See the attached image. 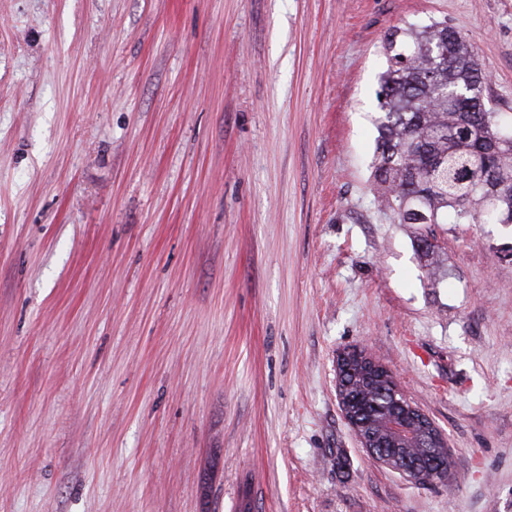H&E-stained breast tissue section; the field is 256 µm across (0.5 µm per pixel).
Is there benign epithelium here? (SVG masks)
<instances>
[{
	"label": "benign epithelium",
	"instance_id": "1",
	"mask_svg": "<svg viewBox=\"0 0 512 512\" xmlns=\"http://www.w3.org/2000/svg\"><path fill=\"white\" fill-rule=\"evenodd\" d=\"M348 374L368 380H388L393 391L402 395L397 409L388 414L381 429L359 420L357 399L343 383ZM337 397L344 416L362 447L375 462L390 467L416 483H427L448 474L451 457L447 438L432 419L404 395L392 373L364 349H351L337 355ZM438 468H433V465Z\"/></svg>",
	"mask_w": 512,
	"mask_h": 512
}]
</instances>
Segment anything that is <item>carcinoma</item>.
<instances>
[{
	"instance_id": "obj_1",
	"label": "carcinoma",
	"mask_w": 512,
	"mask_h": 512,
	"mask_svg": "<svg viewBox=\"0 0 512 512\" xmlns=\"http://www.w3.org/2000/svg\"><path fill=\"white\" fill-rule=\"evenodd\" d=\"M378 92L375 201L394 224L512 223V116L484 102L485 78L470 41L436 22L397 28ZM363 419L392 405L384 382L357 390Z\"/></svg>"
}]
</instances>
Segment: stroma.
<instances>
[{"mask_svg": "<svg viewBox=\"0 0 512 512\" xmlns=\"http://www.w3.org/2000/svg\"><path fill=\"white\" fill-rule=\"evenodd\" d=\"M436 22L512 114V0H0V512H512V224L370 192ZM359 346L445 479L361 447ZM347 374H357L367 380H379L373 386L355 390L356 394L362 395L364 401V420H374L382 409L393 403L390 388L380 380H388L393 391L402 395V400L397 401V409L385 417L380 430L370 428L367 421L359 420L356 406L358 398H354L355 394L342 382ZM336 375L337 383L339 382V404L369 457L416 483H427L447 476L451 457L447 438L432 419L407 398L392 373L383 364L364 349H351L337 355ZM386 440L392 446L388 452L385 451ZM407 448H424V454L412 460L406 454ZM439 459H445L444 464L437 469H431L430 465L437 464Z\"/></svg>", "mask_w": 512, "mask_h": 512, "instance_id": "obj_1", "label": "stroma"}]
</instances>
